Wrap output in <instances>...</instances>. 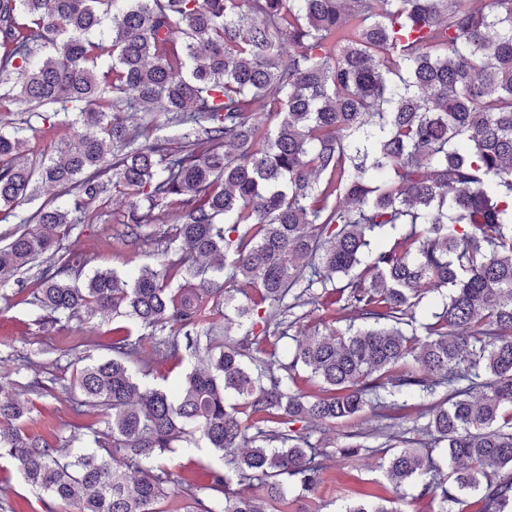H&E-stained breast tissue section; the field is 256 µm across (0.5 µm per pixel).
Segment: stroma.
<instances>
[{"instance_id":"35a3bbf8","label":"stroma","mask_w":512,"mask_h":512,"mask_svg":"<svg viewBox=\"0 0 512 512\" xmlns=\"http://www.w3.org/2000/svg\"><path fill=\"white\" fill-rule=\"evenodd\" d=\"M125 207L121 198L93 203L91 209L100 214V224L94 225L92 231L67 240V247L90 256L89 270L112 269L123 273L159 261L160 256L153 248L134 251L113 244L109 229ZM31 286L30 274L20 273L0 290V388L16 392L20 391L30 373L26 370L18 375L13 373L8 364L13 355L30 353L42 372L68 378L72 375L71 370L52 365L50 351L73 348L78 354L95 360L106 357L116 325L115 320L96 316L84 322L74 319L39 326L38 313L29 303ZM32 416L29 432L51 441L65 439L76 427L97 429L101 426L96 413L74 415L63 399L49 396L35 399ZM376 426V420L365 413L353 421L314 433L312 442L327 453L326 481L313 493L291 498L287 512H340L348 502H379L393 498L397 499L403 512H437L436 503L419 498L414 485L408 484L397 490L388 481L381 452L384 440L376 435ZM350 443L359 446V453L351 457L340 455V447ZM163 461L172 468L186 491L203 482L206 467L223 464L220 454L201 440L191 446L180 443L175 452L165 454ZM1 503L8 504L11 512H43L37 493L6 459L0 460Z\"/></svg>"}]
</instances>
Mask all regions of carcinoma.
Masks as SVG:
<instances>
[{"label":"carcinoma","mask_w":512,"mask_h":512,"mask_svg":"<svg viewBox=\"0 0 512 512\" xmlns=\"http://www.w3.org/2000/svg\"><path fill=\"white\" fill-rule=\"evenodd\" d=\"M11 70L21 80L0 105L26 117L0 120L13 127L0 223L19 219L0 287L35 269L42 326L83 311L129 321L62 387L104 430L63 445L29 433L52 378L0 396V458L47 512H163L179 482L160 457L197 434L241 488L208 468L185 512H275L289 488L323 482L305 430L366 410L389 428L426 419L422 449L388 458L395 488L417 484L437 512L467 491L477 512H512V0H0ZM157 112L183 133L157 135ZM37 138L50 140L38 153ZM43 186L65 204L19 216ZM114 197L129 199L116 239L164 259L82 280L90 258L64 241ZM425 286L442 307L422 338ZM335 304L336 321L363 326L325 322L268 368L265 344L300 323L295 308ZM217 314L224 331L205 329L202 367L175 392L140 383L134 367L181 362L179 331ZM300 369L322 395L297 385Z\"/></svg>","instance_id":"1"}]
</instances>
